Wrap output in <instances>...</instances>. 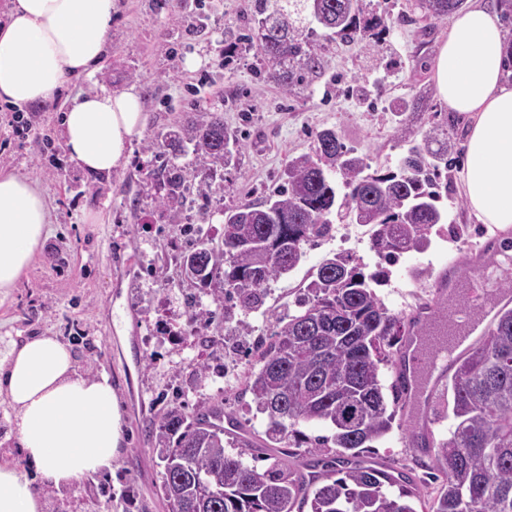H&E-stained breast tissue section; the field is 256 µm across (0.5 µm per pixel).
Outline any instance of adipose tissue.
Masks as SVG:
<instances>
[{
    "label": "adipose tissue",
    "mask_w": 512,
    "mask_h": 512,
    "mask_svg": "<svg viewBox=\"0 0 512 512\" xmlns=\"http://www.w3.org/2000/svg\"><path fill=\"white\" fill-rule=\"evenodd\" d=\"M112 0H12L0 26V101H53L67 76H94L110 46ZM435 85L469 115L463 184L468 208L492 235L512 230V71L496 11L476 0L456 14L435 57ZM59 126L72 162L96 175L124 167L147 117L131 89L64 97ZM50 212L29 178L0 173V294L14 288L42 247ZM0 399L11 436L33 470L0 464V512H44L40 485L61 489L110 467L120 442L107 378L78 372L69 344L26 338L0 361Z\"/></svg>",
    "instance_id": "ef3b65f1"
}]
</instances>
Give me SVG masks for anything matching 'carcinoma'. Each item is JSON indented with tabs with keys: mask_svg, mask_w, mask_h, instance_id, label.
<instances>
[{
	"mask_svg": "<svg viewBox=\"0 0 512 512\" xmlns=\"http://www.w3.org/2000/svg\"><path fill=\"white\" fill-rule=\"evenodd\" d=\"M464 0H414L425 19L445 17ZM257 26L246 37L285 91L309 83L320 57L303 37L300 15L342 39L370 46L381 21L367 19L351 0H256ZM425 137L412 144L396 169L368 172L364 159L333 129L315 135L313 152L294 157L281 184L262 201L223 211L221 243L198 237L178 257L197 262L192 281L211 302L224 297L249 313L263 305L266 285L294 270L305 246L332 237L334 222L367 227L369 249L385 263L424 249L442 223L448 197V147ZM236 134L218 112L208 120L178 122L148 141L158 208L184 203L186 184L199 171L179 162L191 153L224 167ZM345 193H339V189ZM353 255L337 252L319 264L297 310L275 318L267 346L245 381L258 412L268 419L264 447L235 436L224 447V400L208 398L187 413L166 408L149 426L159 459L169 461L161 490L170 512H512V309L500 308L485 337L456 360L448 382L454 430L437 443L443 480L425 500L409 489L394 495L404 472L381 464L369 448L393 428L380 378L402 337L425 335L416 314L391 312L375 292L388 279ZM323 423L333 434L311 438L301 426ZM302 448L288 462L280 443ZM335 445L334 455L327 448ZM259 454L264 471L245 463Z\"/></svg>",
	"mask_w": 512,
	"mask_h": 512,
	"instance_id": "1",
	"label": "carcinoma"
}]
</instances>
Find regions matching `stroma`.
<instances>
[{
    "instance_id": "1",
    "label": "stroma",
    "mask_w": 512,
    "mask_h": 512,
    "mask_svg": "<svg viewBox=\"0 0 512 512\" xmlns=\"http://www.w3.org/2000/svg\"><path fill=\"white\" fill-rule=\"evenodd\" d=\"M366 12L386 25L381 40L363 48L325 33L311 39L322 69L310 83L286 92L268 77V64L238 36L254 27V0H115L109 52L93 78L69 79L64 91L136 88L148 124L132 144L128 163L109 176L71 163L59 132V103L33 104L23 113L27 137L14 136L15 110L0 105V173L28 177L41 188L49 235L15 288L0 295V358L21 336H55L69 342L79 371L107 375L121 414V442L110 468L56 493L61 512H169L161 492L163 465L146 441V429L165 405L192 411L197 375L169 343L152 333L153 297L169 290L175 302L193 293L178 265L161 266L162 248L186 224H220L222 210L255 200L280 183L292 157L311 152L314 134L335 129L371 169L394 167L409 142L435 136L448 147L451 164L447 223L457 235L431 234L430 245L392 266L377 294L395 313H411L437 300L448 266L482 259L491 241L470 214L461 174L466 115L438 97L433 79L437 45L448 19L428 25L409 21L408 0H363ZM238 49L225 59L229 44ZM422 99V109L407 108ZM219 112L239 135L229 166L209 185L192 181L183 206L165 215L156 209L146 139L187 118ZM346 249L374 266L365 243L328 238L307 246L304 261L271 281L263 305L216 314L209 333L211 365L241 358L255 337L267 335L303 293L322 259ZM224 412L238 428L264 432L267 418L252 407L244 386L223 395ZM378 461L410 470L421 495L436 483L414 463L404 415L375 449Z\"/></svg>"
}]
</instances>
